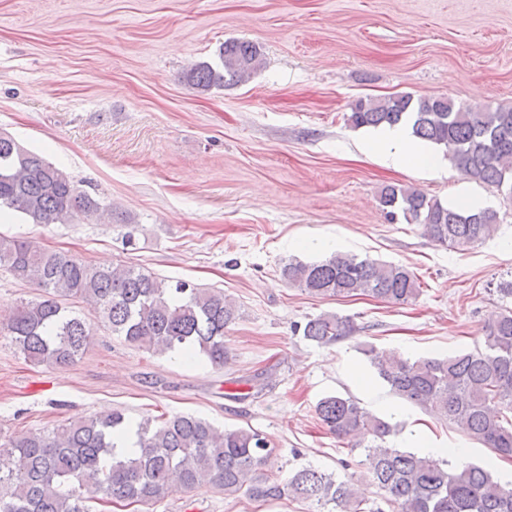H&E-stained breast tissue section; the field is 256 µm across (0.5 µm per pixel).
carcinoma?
Wrapping results in <instances>:
<instances>
[{"label":"carcinoma","mask_w":512,"mask_h":512,"mask_svg":"<svg viewBox=\"0 0 512 512\" xmlns=\"http://www.w3.org/2000/svg\"><path fill=\"white\" fill-rule=\"evenodd\" d=\"M261 64L259 46L231 40L220 50L219 63L195 65L186 80L208 92L245 82ZM349 121L355 128L409 122L416 138L442 148L467 179L512 195V103L474 110L442 95L405 93L358 99ZM380 203L388 220L420 224L453 248L480 243L499 226L494 209L452 207L402 185L384 187ZM2 209L32 224H66L88 211L114 219L112 205L79 190L65 171L0 133ZM2 265L44 292L17 306L3 326L34 364L65 367L88 349L92 329L66 306L70 299L93 304L112 334L132 345L202 356L217 367L228 358L226 334L241 318L240 307L222 289L169 284L134 267L90 265L25 240L0 236ZM281 276L321 298L364 295L405 304L421 293L407 267L346 253L312 263L290 259ZM355 331L351 317L324 313L306 321L302 336L327 346ZM362 353L395 395L457 426L496 456L512 458V307L492 316L484 347L473 351L408 359L366 343ZM315 413L340 443L364 450L379 499H369L351 479L311 466L283 478L272 469L275 449L261 432L221 430L191 414L144 419L135 431L139 451L117 457L116 440L130 422L116 409L1 444L0 512H89L91 499L153 505L175 491L202 487L259 502L301 499L314 512H512V487L494 478L491 464L454 467L399 448L390 440L393 426L351 397L326 396ZM105 456L112 465L101 469Z\"/></svg>","instance_id":"carcinoma-1"}]
</instances>
